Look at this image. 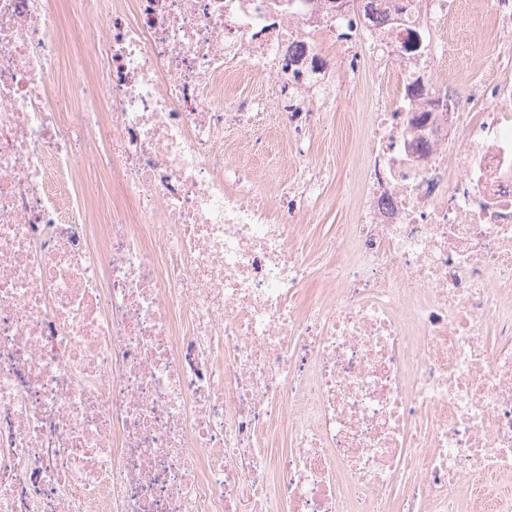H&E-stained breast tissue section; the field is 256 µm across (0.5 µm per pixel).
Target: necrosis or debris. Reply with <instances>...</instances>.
Masks as SVG:
<instances>
[{
	"label": "necrosis or debris",
	"instance_id": "1",
	"mask_svg": "<svg viewBox=\"0 0 512 512\" xmlns=\"http://www.w3.org/2000/svg\"><path fill=\"white\" fill-rule=\"evenodd\" d=\"M0 0V512H512V0ZM369 62L352 222L312 274V105ZM294 89L292 179L268 100ZM319 278L321 287L308 284ZM290 446L272 451L282 433ZM469 9L465 15L456 23L457 29L463 37L464 67L460 66L459 72L467 81L475 78L480 63V56L477 53V43L482 45V53H491L493 45L480 38L484 36L487 29L486 13L481 5V0H470ZM467 63V69H466Z\"/></svg>",
	"mask_w": 512,
	"mask_h": 512
}]
</instances>
